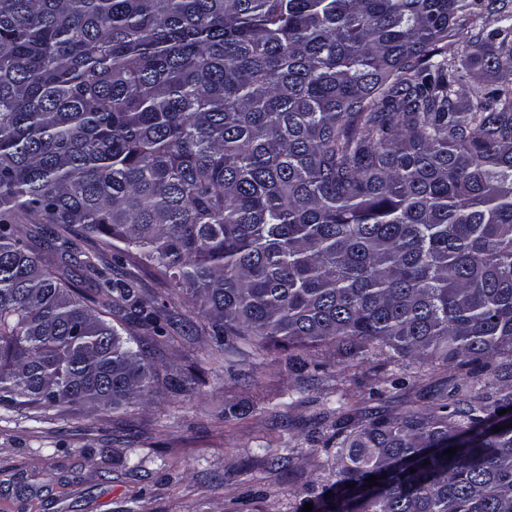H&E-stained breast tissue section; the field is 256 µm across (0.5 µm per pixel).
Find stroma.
I'll list each match as a JSON object with an SVG mask.
<instances>
[{"label":"stroma","instance_id":"stroma-1","mask_svg":"<svg viewBox=\"0 0 512 512\" xmlns=\"http://www.w3.org/2000/svg\"><path fill=\"white\" fill-rule=\"evenodd\" d=\"M144 299L170 298L199 336L158 345L153 400L120 410L0 412V512H303L336 478L334 448L311 439L338 395L359 405L370 390L407 377L380 359L325 370L293 369L286 342L218 360L207 319L149 266ZM291 453L273 470L268 457Z\"/></svg>","mask_w":512,"mask_h":512}]
</instances>
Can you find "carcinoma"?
Wrapping results in <instances>:
<instances>
[{
    "label": "carcinoma",
    "mask_w": 512,
    "mask_h": 512,
    "mask_svg": "<svg viewBox=\"0 0 512 512\" xmlns=\"http://www.w3.org/2000/svg\"><path fill=\"white\" fill-rule=\"evenodd\" d=\"M478 9L0 0V411L149 400L150 338L183 327L131 261L230 353L448 371L394 416L336 400L318 512H512V78L477 108L465 81L512 62V23L462 44Z\"/></svg>",
    "instance_id": "obj_1"
}]
</instances>
